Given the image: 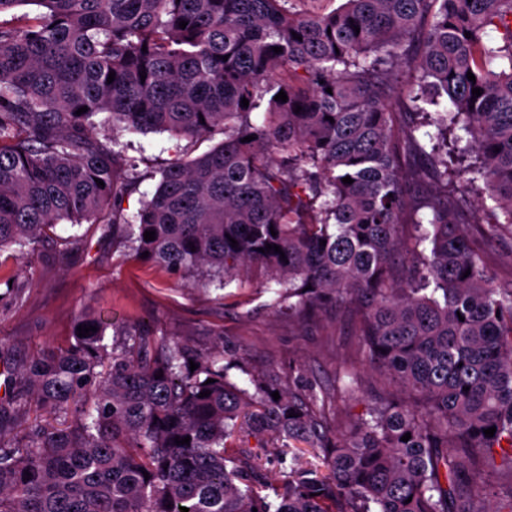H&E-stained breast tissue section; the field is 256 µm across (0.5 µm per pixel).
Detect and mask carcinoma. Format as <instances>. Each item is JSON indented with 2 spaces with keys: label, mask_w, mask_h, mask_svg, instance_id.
Listing matches in <instances>:
<instances>
[{
  "label": "carcinoma",
  "mask_w": 512,
  "mask_h": 512,
  "mask_svg": "<svg viewBox=\"0 0 512 512\" xmlns=\"http://www.w3.org/2000/svg\"><path fill=\"white\" fill-rule=\"evenodd\" d=\"M289 2L0 0V14L40 7L0 20V251L32 250L65 220L124 224L136 256L201 287L257 263L279 313L356 312L363 359L406 398L382 395L338 431L326 406L361 386L354 370L334 391L286 389L269 370L251 391L228 379L222 345L202 356L127 331L109 347L83 319L97 331L37 354L11 396L39 418L20 439L0 429V512H512V491L485 483L493 470L512 484V282L488 273L454 188L474 156L485 234H512V0ZM108 127L224 139L175 154L132 223ZM240 436L280 444V485L249 446L228 454Z\"/></svg>",
  "instance_id": "carcinoma-1"
}]
</instances>
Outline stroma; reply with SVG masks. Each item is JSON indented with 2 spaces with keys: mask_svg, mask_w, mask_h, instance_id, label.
<instances>
[{
  "mask_svg": "<svg viewBox=\"0 0 512 512\" xmlns=\"http://www.w3.org/2000/svg\"><path fill=\"white\" fill-rule=\"evenodd\" d=\"M116 140L140 176L123 203L131 219L155 192L167 160L198 156L221 137L122 131ZM274 298L258 267L241 284L204 290L191 275L137 259L111 225L56 224L25 258L0 252V429L19 436L33 420V413L8 407L12 387L37 352L73 343L86 311L104 321L109 337L139 329L188 340L203 354L225 344L234 352L228 375L235 382L273 368L294 389L335 385L339 367L353 359L354 324L332 309L287 316L275 311Z\"/></svg>",
  "mask_w": 512,
  "mask_h": 512,
  "instance_id": "stroma-1",
  "label": "stroma"
}]
</instances>
